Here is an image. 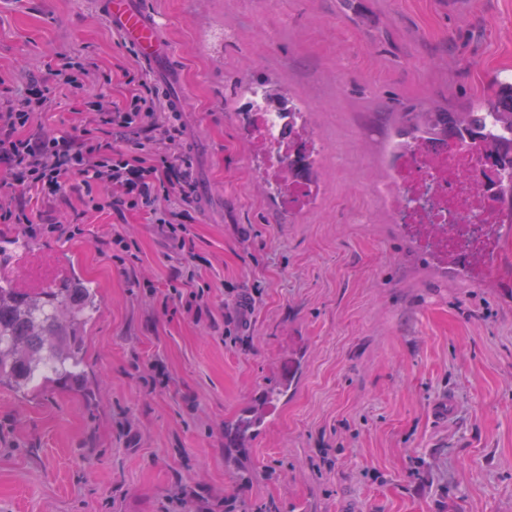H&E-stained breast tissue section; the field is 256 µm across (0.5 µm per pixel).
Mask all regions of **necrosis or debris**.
<instances>
[{
  "label": "necrosis or debris",
  "instance_id": "1",
  "mask_svg": "<svg viewBox=\"0 0 512 512\" xmlns=\"http://www.w3.org/2000/svg\"><path fill=\"white\" fill-rule=\"evenodd\" d=\"M243 109L256 146L272 152L267 179L286 190L293 209L305 208L318 185L300 158L311 142L300 120L255 91ZM496 172L470 145L422 143L400 150L394 159L392 193L397 223L435 254L483 274L499 261L503 228L512 223L495 195Z\"/></svg>",
  "mask_w": 512,
  "mask_h": 512
}]
</instances>
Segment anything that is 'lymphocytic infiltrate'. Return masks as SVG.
<instances>
[{
  "label": "lymphocytic infiltrate",
  "instance_id": "obj_1",
  "mask_svg": "<svg viewBox=\"0 0 512 512\" xmlns=\"http://www.w3.org/2000/svg\"><path fill=\"white\" fill-rule=\"evenodd\" d=\"M90 75L89 62L63 57L49 76H30L23 92L0 93V224L16 225L30 235L81 234L79 224L35 218L23 200L32 189L47 199L77 192L87 213L139 212L189 255L188 264L173 271L162 306L178 301L194 321L213 320L210 286L199 280L194 252L188 207L196 186L180 151L183 129L166 117L161 100L139 89L120 103L98 98L86 106L95 115L93 122L78 133L33 130L36 113L61 91L82 88ZM102 184L111 186V196L96 195Z\"/></svg>",
  "mask_w": 512,
  "mask_h": 512
}]
</instances>
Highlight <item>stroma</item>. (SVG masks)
<instances>
[{
	"instance_id": "35a3bbf8",
	"label": "stroma",
	"mask_w": 512,
	"mask_h": 512,
	"mask_svg": "<svg viewBox=\"0 0 512 512\" xmlns=\"http://www.w3.org/2000/svg\"><path fill=\"white\" fill-rule=\"evenodd\" d=\"M173 57L145 68L100 0H0V79L25 88L58 57L97 66L33 127L72 133L85 101H124L143 75L174 118L196 184L194 243L217 328L163 311L186 254L142 215L88 214L83 235L33 250L97 293L82 386L0 388V512H512V236L481 282L393 221L401 112L460 111L512 74V0H145ZM298 99L321 154L302 212L258 179L248 88ZM126 233L135 275L107 255ZM167 388L143 382L153 361ZM288 396L224 459V425L280 375ZM449 402L450 416L436 410ZM185 493L183 504L173 499Z\"/></svg>"
}]
</instances>
